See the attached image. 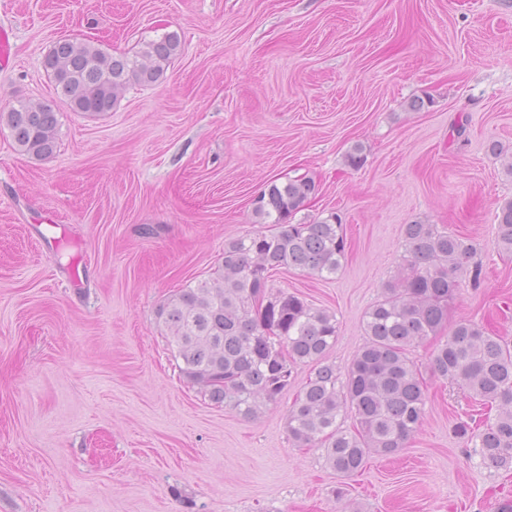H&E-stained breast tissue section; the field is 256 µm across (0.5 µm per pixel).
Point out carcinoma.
I'll return each instance as SVG.
<instances>
[{
    "label": "carcinoma",
    "instance_id": "cac0c4a2",
    "mask_svg": "<svg viewBox=\"0 0 512 512\" xmlns=\"http://www.w3.org/2000/svg\"><path fill=\"white\" fill-rule=\"evenodd\" d=\"M180 51L174 33L144 43L131 57L62 39L43 67L70 110L101 116L130 85L163 80ZM1 125L19 152L35 158L54 152L59 123L51 105L3 106ZM317 192L310 178L267 186L255 199L254 212L277 230L224 244V265L216 277L180 289L160 306L157 318L183 377L210 401L254 420L288 391L297 365L311 366L287 410L288 439L298 448L323 449L326 465L351 477L372 454L402 452L420 429L424 386L409 352L446 329L432 354L433 373L496 411L494 421L461 422L457 433L474 444L484 465H512V347L483 324L448 326L458 274L469 266L473 247L435 224L404 225L403 267L366 310L364 344L341 383L336 366L326 362L336 342V316L271 283L272 272L281 268L324 279L342 269L345 237L336 214L290 223ZM494 246L512 254V199L495 214ZM345 417L353 419V429H343Z\"/></svg>",
    "mask_w": 512,
    "mask_h": 512
}]
</instances>
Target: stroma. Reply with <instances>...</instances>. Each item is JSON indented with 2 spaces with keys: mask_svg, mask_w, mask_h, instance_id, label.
I'll use <instances>...</instances> for the list:
<instances>
[{
  "mask_svg": "<svg viewBox=\"0 0 512 512\" xmlns=\"http://www.w3.org/2000/svg\"><path fill=\"white\" fill-rule=\"evenodd\" d=\"M0 107L54 105L52 155L0 126V512H500L512 467L456 434L477 405L433 375L400 454L344 478L288 439L310 368L255 420L179 373L160 305L209 278L228 241L270 232L253 212L270 183L318 193L297 223L338 213L335 277L274 271V287L333 312L327 360L345 370L365 311L401 269L403 227L435 224L475 250L449 322L512 345V256L495 212L512 198V0H0ZM177 34L164 80L89 117L42 61L59 38L119 55ZM498 144L501 155L489 151ZM362 145L365 162L345 158ZM346 488L337 500V488Z\"/></svg>",
  "mask_w": 512,
  "mask_h": 512,
  "instance_id": "1",
  "label": "stroma"
}]
</instances>
